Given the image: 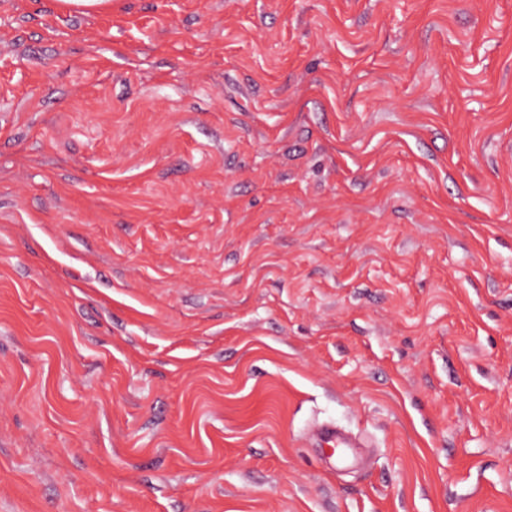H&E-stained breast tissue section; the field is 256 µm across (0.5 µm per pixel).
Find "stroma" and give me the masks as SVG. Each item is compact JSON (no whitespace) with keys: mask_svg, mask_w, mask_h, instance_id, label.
I'll return each mask as SVG.
<instances>
[{"mask_svg":"<svg viewBox=\"0 0 512 512\" xmlns=\"http://www.w3.org/2000/svg\"><path fill=\"white\" fill-rule=\"evenodd\" d=\"M0 512H512V0H0ZM112 0H58L57 9L64 13H88L107 10ZM317 436L321 448H332L333 454L336 448L354 447L353 442L336 427L335 422L323 423L318 429Z\"/></svg>","mask_w":512,"mask_h":512,"instance_id":"1","label":"stroma"}]
</instances>
